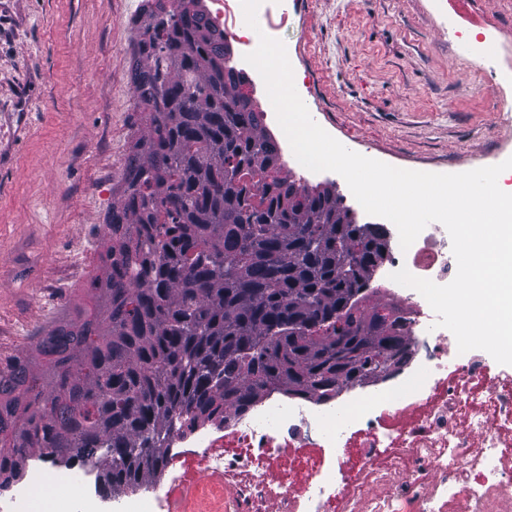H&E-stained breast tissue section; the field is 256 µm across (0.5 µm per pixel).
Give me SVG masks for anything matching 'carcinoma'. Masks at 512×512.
I'll return each instance as SVG.
<instances>
[{
	"mask_svg": "<svg viewBox=\"0 0 512 512\" xmlns=\"http://www.w3.org/2000/svg\"><path fill=\"white\" fill-rule=\"evenodd\" d=\"M145 127L105 216L92 308L0 366V473L29 449L70 465L103 450L112 493L151 483L175 422L224 419L270 387L330 399L406 362L402 317L364 304L380 233L331 186L281 174L279 147L208 13L135 19Z\"/></svg>",
	"mask_w": 512,
	"mask_h": 512,
	"instance_id": "1",
	"label": "carcinoma"
}]
</instances>
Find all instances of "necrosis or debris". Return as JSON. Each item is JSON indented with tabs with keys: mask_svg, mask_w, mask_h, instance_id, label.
<instances>
[{
	"mask_svg": "<svg viewBox=\"0 0 512 512\" xmlns=\"http://www.w3.org/2000/svg\"><path fill=\"white\" fill-rule=\"evenodd\" d=\"M211 2L212 22L246 54L260 35L281 38L290 19L287 0H263L254 29L240 0ZM390 266L451 282L457 263L446 228L430 223L409 249L393 247ZM377 292L380 303H397L419 357L402 399L372 395L316 409L272 397L173 433L171 445L190 449L191 469L181 472L179 456L170 455L167 481L127 512H166L189 482L210 512H512V371L490 374V354L459 352L415 289L390 280ZM33 460L24 486L0 497V512L61 487L58 512H90L86 486L103 459L63 471L41 454Z\"/></svg>",
	"mask_w": 512,
	"mask_h": 512,
	"instance_id": "necrosis-or-debris-1",
	"label": "necrosis or debris"
}]
</instances>
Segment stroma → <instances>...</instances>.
Instances as JSON below:
<instances>
[{
    "mask_svg": "<svg viewBox=\"0 0 512 512\" xmlns=\"http://www.w3.org/2000/svg\"><path fill=\"white\" fill-rule=\"evenodd\" d=\"M289 62L314 121L389 165L460 173L512 157V87L442 24L512 66V0H288ZM142 0H0V322L28 351L70 293L75 237L104 234L142 111L130 80Z\"/></svg>",
    "mask_w": 512,
    "mask_h": 512,
    "instance_id": "35a3bbf8",
    "label": "stroma"
}]
</instances>
